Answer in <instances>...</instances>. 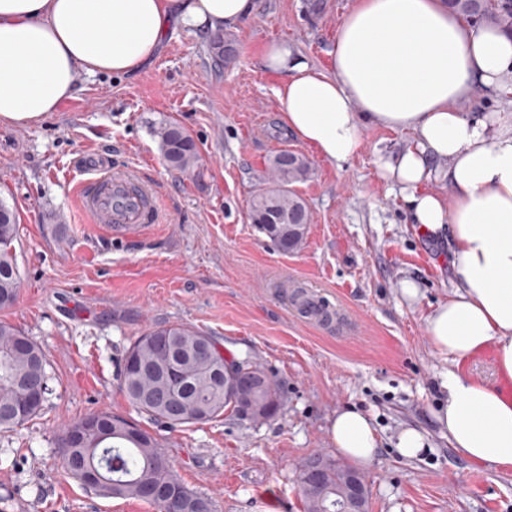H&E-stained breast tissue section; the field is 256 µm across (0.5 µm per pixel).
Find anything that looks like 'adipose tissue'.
Instances as JSON below:
<instances>
[{"mask_svg":"<svg viewBox=\"0 0 512 512\" xmlns=\"http://www.w3.org/2000/svg\"><path fill=\"white\" fill-rule=\"evenodd\" d=\"M257 0H0V123L30 124L76 93L77 72L126 76L155 55L170 28L233 29ZM330 67L284 42L261 58L280 73L275 95L288 129L331 162L363 149V126L408 131L412 141L380 165L404 192L419 234L448 244L452 296L427 316L435 351L464 363L493 350L496 383L447 373L435 414L470 462L512 472V113L465 112L476 93L512 94V35L464 22L446 0H351ZM441 159L445 168L433 167ZM447 182L448 195L427 191ZM342 455L373 459L371 418L331 419Z\"/></svg>","mask_w":512,"mask_h":512,"instance_id":"ef3b65f1","label":"adipose tissue"}]
</instances>
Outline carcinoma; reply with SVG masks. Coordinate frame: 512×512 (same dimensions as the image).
<instances>
[{
    "label": "carcinoma",
    "mask_w": 512,
    "mask_h": 512,
    "mask_svg": "<svg viewBox=\"0 0 512 512\" xmlns=\"http://www.w3.org/2000/svg\"><path fill=\"white\" fill-rule=\"evenodd\" d=\"M460 16L475 23H491L512 33V0H448ZM161 153L171 169L186 172L198 161L192 137L175 124L157 131ZM270 186L252 199L249 217L257 230L280 251L291 252L302 244L306 233H291L293 224L308 225L304 200L291 186L310 174L309 161L296 153L286 161L277 153L270 162ZM16 213L0 200V310L16 302L21 282L17 269L14 241ZM176 361L189 382L184 396V418L174 419L160 395L166 389V368ZM255 376L261 385L258 409L249 410L248 392L238 401L224 385V368ZM120 385L133 407L151 420L174 428L216 419L231 411L243 420H268L281 407L278 384L257 363L229 361L206 332L184 324H168L140 336L125 354L119 370ZM47 360L42 350L14 324L0 319V427L19 425L12 410L21 400L20 385L27 382L48 384ZM110 436L100 440L93 434L82 436L78 447L61 453L64 473L83 481L85 473L96 471L104 478L100 495L133 498L146 502L158 512H213L211 501L190 491L175 472L156 439L126 419L110 412ZM347 469L329 465L320 475L319 488L309 487L297 475L305 499L306 512H336V492L343 491ZM148 484H172L183 491L180 501L150 500L142 488Z\"/></svg>",
    "instance_id": "carcinoma-1"
}]
</instances>
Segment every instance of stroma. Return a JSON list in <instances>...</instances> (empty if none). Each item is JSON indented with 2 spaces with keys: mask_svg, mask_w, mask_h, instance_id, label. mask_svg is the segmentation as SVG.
Segmentation results:
<instances>
[{
  "mask_svg": "<svg viewBox=\"0 0 512 512\" xmlns=\"http://www.w3.org/2000/svg\"><path fill=\"white\" fill-rule=\"evenodd\" d=\"M351 0H258L254 17L225 31L234 57L217 60L214 32L176 28L132 76L76 75L77 93L29 125L0 124V199L19 215V297L0 312L48 361L49 394L35 418L0 429V512H154L143 501L83 488L60 469L59 431L109 411L159 442L185 486L214 512H305L298 466L340 454L328 423L337 410L369 413L379 437L360 464L369 512H512V474L460 456L435 412L452 360L425 332L432 306L453 291L446 246L408 224L397 187L380 175L410 133L362 129L359 155L334 163L288 131L274 94L278 73L260 58L288 42L328 69L336 27ZM181 126L200 161L171 170L156 129ZM311 164L296 183L310 223L284 253L248 219L252 196L282 150ZM108 164L145 173L157 188L160 224L136 239L91 223L74 186ZM417 282L409 304L400 284ZM336 311L329 325L298 312L297 289ZM181 323L212 336L227 357L263 366L285 404L272 419L232 413L171 428L138 414L117 372L148 329ZM421 430L428 446L401 457L396 436Z\"/></svg>",
  "mask_w": 512,
  "mask_h": 512,
  "instance_id": "stroma-1",
  "label": "stroma"
}]
</instances>
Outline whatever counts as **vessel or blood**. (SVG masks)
Here are the masks:
<instances>
[{"mask_svg":"<svg viewBox=\"0 0 512 512\" xmlns=\"http://www.w3.org/2000/svg\"><path fill=\"white\" fill-rule=\"evenodd\" d=\"M79 209L92 223L134 238L158 221L156 190L139 175L104 168L87 173L75 185Z\"/></svg>","mask_w":512,"mask_h":512,"instance_id":"vessel-or-blood-1","label":"vessel or blood"}]
</instances>
